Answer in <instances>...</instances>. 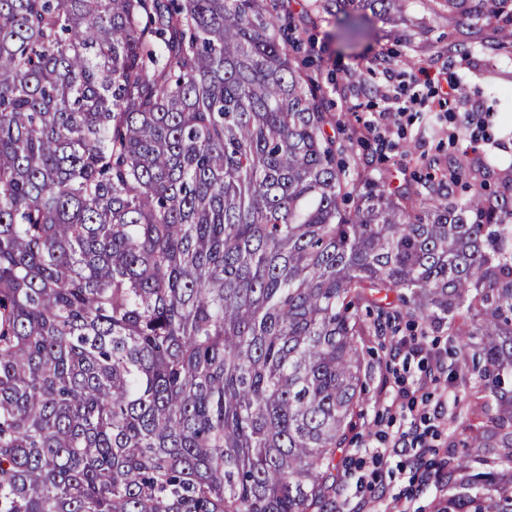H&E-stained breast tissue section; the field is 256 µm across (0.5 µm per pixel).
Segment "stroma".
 <instances>
[{"mask_svg":"<svg viewBox=\"0 0 512 512\" xmlns=\"http://www.w3.org/2000/svg\"><path fill=\"white\" fill-rule=\"evenodd\" d=\"M313 0H288L298 19L292 38L295 64L318 79L336 118L338 140H351L360 157L388 168L396 183L416 181L422 171L418 156L436 159L447 167L449 157L482 167L490 186L512 171V52L494 50L498 34L493 27L474 28L472 20L449 14L437 0H406L394 21L369 19L364 35L347 43L338 36L336 19L312 9ZM476 30L480 49L462 56L454 46L463 32ZM412 66H404V59ZM436 80H458L465 96L456 111L433 105L428 89H416L421 71ZM420 99L382 132H369L364 118L383 111L392 101L412 93ZM472 112L476 122L458 129V115ZM412 154H404L405 145ZM408 332L372 340L367 357L374 363L369 402L351 434L346 463L339 472L336 512H393L396 500L407 501L412 512H434L438 491L424 467L403 457L383 465V497L360 486V464L371 449L387 447L397 429L418 422L417 412L402 408L404 394L423 391L431 401L447 396L449 416H466L469 385L449 382L446 368L458 357L448 349V338L438 332L424 337V350L406 356L412 343Z\"/></svg>","mask_w":512,"mask_h":512,"instance_id":"35a3bbf8","label":"stroma"}]
</instances>
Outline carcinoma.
I'll return each instance as SVG.
<instances>
[{
    "label": "carcinoma",
    "instance_id": "1",
    "mask_svg": "<svg viewBox=\"0 0 512 512\" xmlns=\"http://www.w3.org/2000/svg\"><path fill=\"white\" fill-rule=\"evenodd\" d=\"M344 32L405 0H322ZM512 48V0H442ZM283 0H0V512H336L364 345L445 326L512 512V174L390 187Z\"/></svg>",
    "mask_w": 512,
    "mask_h": 512
}]
</instances>
